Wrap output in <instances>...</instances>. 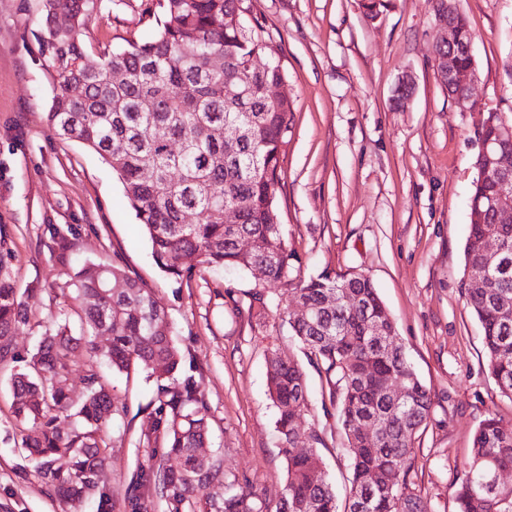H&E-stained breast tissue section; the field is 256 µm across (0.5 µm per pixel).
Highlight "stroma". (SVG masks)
I'll use <instances>...</instances> for the list:
<instances>
[{"label": "stroma", "mask_w": 512, "mask_h": 512, "mask_svg": "<svg viewBox=\"0 0 512 512\" xmlns=\"http://www.w3.org/2000/svg\"><path fill=\"white\" fill-rule=\"evenodd\" d=\"M156 0H99L77 33L89 53L145 40L157 29ZM472 33L478 64L475 108L462 112L435 73L440 21L432 0H390L376 19L360 0H245L281 61L294 126L278 188L281 222L302 275L356 270L368 276L396 322L407 358L433 406L416 450L414 488L432 512H455L473 436L491 416L512 420L487 368L464 280L468 199L486 113L512 122V0H454ZM42 0H0V265L18 288L38 287L30 319L13 333L22 356L46 332L76 318L74 271L50 249V227L74 245L77 261L111 263L148 282L172 338L200 374L208 406L205 452L222 456L225 479L207 497L253 493L265 512L285 496L287 463L267 386L270 353L302 365L309 410L301 443L323 459L338 497L350 486L349 455L325 378L289 326L284 286L234 270L193 267L176 281L155 264L145 229L118 175L95 154L59 138L46 122L51 80L37 51ZM412 76L415 93L395 105ZM10 371L0 367V512H97V496L61 501L19 454ZM126 414L108 426L113 512L146 465L142 409L153 397L145 375H110Z\"/></svg>", "instance_id": "stroma-1"}]
</instances>
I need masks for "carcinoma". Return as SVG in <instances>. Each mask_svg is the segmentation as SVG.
I'll return each instance as SVG.
<instances>
[{
    "label": "carcinoma",
    "mask_w": 512,
    "mask_h": 512,
    "mask_svg": "<svg viewBox=\"0 0 512 512\" xmlns=\"http://www.w3.org/2000/svg\"><path fill=\"white\" fill-rule=\"evenodd\" d=\"M244 0H157L158 30L143 41H129L100 54V66L87 69L86 49L77 34L57 40L38 37L39 56L53 83L47 120L62 139L98 156L122 181L126 197L144 226L157 267L180 280L189 257L206 268L261 271L262 280L284 284L291 300L308 317L290 316V327L310 363L325 374L323 397L338 409L351 458L350 490L344 506L315 452L297 450L308 410L305 373L293 360L273 353L267 361L269 396L277 409V429L287 460V497L279 512H431L412 488L416 442L430 419L432 399L397 341L395 322L369 277L356 271L300 275L299 257L280 219L279 175L292 133L293 104L270 100L266 85L286 78L280 62L263 69L252 59L265 53L262 34L248 25ZM94 0H54L45 10L41 33L57 26V14L87 18ZM235 22L224 25V18ZM460 41L452 61L476 63L469 52L471 31L462 14L453 20ZM119 70L124 80H112ZM195 86L191 97L185 85ZM177 141L181 152L169 144ZM502 175L474 182L470 199L497 195ZM236 210L238 223H224V208ZM187 213L202 216L191 223ZM504 246L503 266L485 271L484 257L466 248L465 267L485 272V286L467 304L483 336L487 366L500 393L512 400V223L495 225ZM248 238L254 246L239 248ZM56 261L73 266L71 243L53 231ZM75 267V266H73ZM120 284L112 290L108 283ZM74 286L82 301L80 334L62 324L43 337L28 367L12 375L13 413L31 421L37 433L21 438V449L35 462L41 482L76 505L98 495L100 512H112L105 491L109 454L102 431L124 413L112 386L99 371H84V390L69 384L70 357L79 350L113 371L146 374L156 387L144 408L147 428L139 445L151 449L153 463L140 467L124 496L125 512H147L161 493L167 512H193L212 483L224 481L221 459L198 456L208 436L207 403L195 376L184 374L165 311L154 288L127 274L120 259L112 265L85 262L75 267ZM350 293L345 302L336 293ZM28 296L14 287L0 265V364L19 361L10 344L13 330L29 318ZM111 326L112 339L101 349L96 337ZM388 382L409 389L395 404L382 390ZM66 414L70 428L55 424ZM376 424L372 436L359 433L360 421ZM60 456L70 467H55ZM512 469V423L485 419L474 434L468 471L455 496V512H512V487L489 482L498 469ZM209 512H263L251 494L232 493L210 504Z\"/></svg>",
    "instance_id": "cac0c4a2"
}]
</instances>
